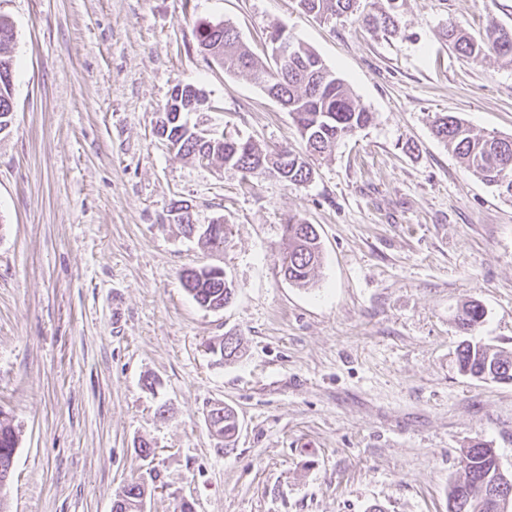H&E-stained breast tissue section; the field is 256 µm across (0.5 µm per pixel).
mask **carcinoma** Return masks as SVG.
Wrapping results in <instances>:
<instances>
[{
	"label": "carcinoma",
	"mask_w": 512,
	"mask_h": 512,
	"mask_svg": "<svg viewBox=\"0 0 512 512\" xmlns=\"http://www.w3.org/2000/svg\"><path fill=\"white\" fill-rule=\"evenodd\" d=\"M399 0H384L374 13L363 15V22L374 30L395 34L399 30ZM362 0H297L298 7L320 17L341 16L360 10ZM512 37L494 20H489L486 35L476 39L457 23H449L443 39L462 58L470 59L493 55L504 65L512 66V44L506 48L497 45L500 38ZM286 37L297 46L295 56L277 60L274 42ZM197 40L202 52L224 66L229 72H245L268 96L278 101L292 115L305 146V153L288 149L268 151L250 140L195 135V128L187 126L185 112L178 111L183 102L196 92L193 85H185L171 97L165 112L161 134L171 147L188 159L201 163L218 162L235 167L255 178L274 175L290 185L311 180L312 168L305 154H331L336 143L357 129L367 126L371 113L352 95L342 79L334 75L321 58L300 39L282 28H274L265 39L263 56L255 54L242 40L239 32L224 22H204L198 26ZM15 45L13 24L0 16V131L8 129L14 112L12 94V52ZM436 138L445 143L465 166L482 181L512 197V138L496 135H477L451 113L437 115L432 124ZM173 223L186 236H196L212 252L224 251L228 233L208 232L209 225L195 224L189 206L177 203L171 207ZM285 247L279 259L280 272L288 282L308 285L321 264L322 247L314 225L294 217L284 225ZM184 290L203 309L219 311L233 299L232 280L220 276L216 266L186 269L180 275ZM484 317L480 303L469 301L462 305L457 324L465 331L478 326ZM207 350L216 362L222 364L238 357L240 341L225 336L210 343ZM459 371L474 378L499 382L512 380V355L487 344L466 341L457 349ZM224 416L214 423V435L224 440L229 448L238 431V420L232 407L223 408ZM16 447L15 430L10 423L0 420V480L6 476ZM462 473L448 495V512H488L480 496L483 486L503 478L512 482V472L501 468L493 449L476 442L464 449Z\"/></svg>",
	"instance_id": "obj_1"
}]
</instances>
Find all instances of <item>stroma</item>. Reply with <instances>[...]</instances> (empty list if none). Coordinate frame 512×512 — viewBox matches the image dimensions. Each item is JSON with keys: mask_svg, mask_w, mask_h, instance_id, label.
<instances>
[{"mask_svg": "<svg viewBox=\"0 0 512 512\" xmlns=\"http://www.w3.org/2000/svg\"><path fill=\"white\" fill-rule=\"evenodd\" d=\"M14 25V117L0 132V412L17 434L7 512H112L131 482L146 512H448L464 448L512 472V383L459 373L465 337L512 353V198L431 131L453 113L512 137V67L465 59L455 21L512 28V0H402L401 32L319 19L295 0H0ZM261 52L283 25L372 114L291 186L184 159L158 132L172 92L190 122L267 150L304 145L244 73L201 53L203 22ZM223 219L222 253L169 210ZM314 224L304 287L278 267L289 217ZM216 265L236 295L199 307L180 282ZM483 323L464 335L462 304ZM232 334L239 358L206 346ZM238 418L211 436L215 403ZM154 453L142 457L141 441ZM484 314V309L480 303L477 301L466 302L458 313L457 324L462 330H472L482 322ZM214 410H223L224 416L215 421L213 434L224 440V447L230 448L234 445L232 443L238 431V420L235 411L228 405H224L223 409H213L212 411Z\"/></svg>", "mask_w": 512, "mask_h": 512, "instance_id": "stroma-1", "label": "stroma"}]
</instances>
